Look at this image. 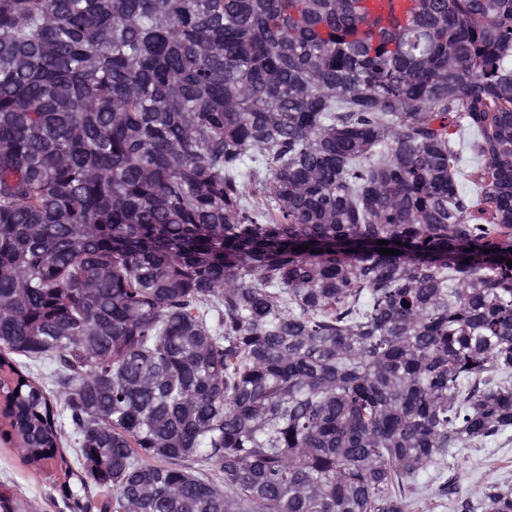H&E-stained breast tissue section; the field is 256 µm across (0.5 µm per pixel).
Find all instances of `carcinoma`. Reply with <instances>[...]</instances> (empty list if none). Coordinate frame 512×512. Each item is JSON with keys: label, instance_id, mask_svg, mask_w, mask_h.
Listing matches in <instances>:
<instances>
[{"label": "carcinoma", "instance_id": "cac0c4a2", "mask_svg": "<svg viewBox=\"0 0 512 512\" xmlns=\"http://www.w3.org/2000/svg\"><path fill=\"white\" fill-rule=\"evenodd\" d=\"M370 2L0 0V443L69 421V512H411L512 431V0Z\"/></svg>", "mask_w": 512, "mask_h": 512}]
</instances>
